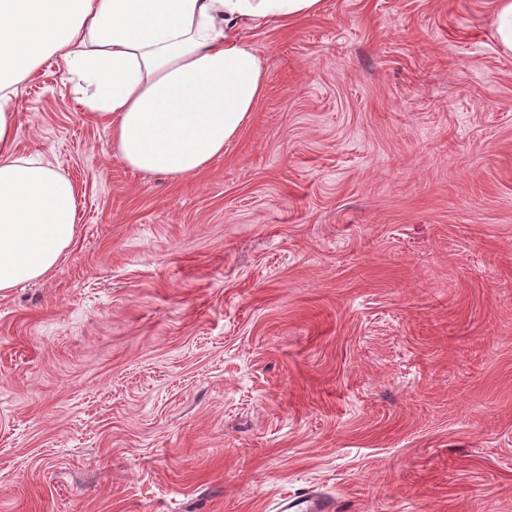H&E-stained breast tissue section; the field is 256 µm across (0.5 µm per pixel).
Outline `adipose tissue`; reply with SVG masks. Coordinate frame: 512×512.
<instances>
[{"mask_svg":"<svg viewBox=\"0 0 512 512\" xmlns=\"http://www.w3.org/2000/svg\"><path fill=\"white\" fill-rule=\"evenodd\" d=\"M324 0H0V292L46 278L73 242L77 192L41 155H18L19 85L45 63L132 170L199 173L250 121L266 86L241 32L288 27Z\"/></svg>","mask_w":512,"mask_h":512,"instance_id":"obj_1","label":"adipose tissue"}]
</instances>
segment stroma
Returning <instances> with one entry per match:
<instances>
[{
    "label": "stroma",
    "mask_w": 512,
    "mask_h": 512,
    "mask_svg": "<svg viewBox=\"0 0 512 512\" xmlns=\"http://www.w3.org/2000/svg\"><path fill=\"white\" fill-rule=\"evenodd\" d=\"M494 0H325L265 92L144 174L44 66L17 150L77 235L0 293V512H512V51ZM277 504L278 512H334L336 510L335 501L309 489L280 497Z\"/></svg>",
    "instance_id": "stroma-1"
}]
</instances>
